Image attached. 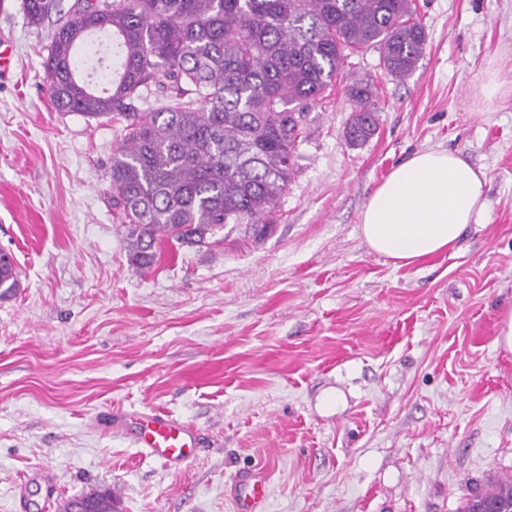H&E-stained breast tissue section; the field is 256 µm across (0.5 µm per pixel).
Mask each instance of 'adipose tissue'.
Instances as JSON below:
<instances>
[{"label": "adipose tissue", "instance_id": "adipose-tissue-1", "mask_svg": "<svg viewBox=\"0 0 512 512\" xmlns=\"http://www.w3.org/2000/svg\"><path fill=\"white\" fill-rule=\"evenodd\" d=\"M486 175L460 154L429 149L396 166L361 212L369 248L408 265L453 248L487 217Z\"/></svg>", "mask_w": 512, "mask_h": 512}]
</instances>
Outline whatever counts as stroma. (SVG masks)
<instances>
[{"label": "stroma", "mask_w": 512, "mask_h": 512, "mask_svg": "<svg viewBox=\"0 0 512 512\" xmlns=\"http://www.w3.org/2000/svg\"><path fill=\"white\" fill-rule=\"evenodd\" d=\"M0 0V512H59L111 489L118 512H236L261 472L265 512H459L512 479V91L475 92L488 61L512 80V0H416L427 34L408 77L378 48L344 71L375 86L376 134L350 146L333 87L298 149L272 231L229 224L210 248L129 257L110 169L123 124L55 111L41 81L51 24ZM485 171L489 220L409 265L373 252L364 204L417 152ZM195 428L167 467L127 413ZM18 273L14 265L12 256L0 257V297H6L11 294L14 288L18 286Z\"/></svg>", "instance_id": "1"}]
</instances>
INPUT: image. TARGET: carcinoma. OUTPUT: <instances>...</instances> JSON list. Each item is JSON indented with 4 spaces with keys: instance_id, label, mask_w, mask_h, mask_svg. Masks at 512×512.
Instances as JSON below:
<instances>
[{
    "instance_id": "carcinoma-1",
    "label": "carcinoma",
    "mask_w": 512,
    "mask_h": 512,
    "mask_svg": "<svg viewBox=\"0 0 512 512\" xmlns=\"http://www.w3.org/2000/svg\"><path fill=\"white\" fill-rule=\"evenodd\" d=\"M28 23L53 21L42 80L58 112L123 120L112 156L113 203L132 261L150 268L162 238L204 246L226 224L256 236L275 222L297 149L324 93L347 81V141L377 130L373 84L348 79L347 57L372 46L394 77L417 67L426 35L414 0H22ZM112 39V71L95 89L79 75L77 49ZM157 94L156 107L137 103ZM18 286L0 257V297ZM512 512V481L468 499Z\"/></svg>"
}]
</instances>
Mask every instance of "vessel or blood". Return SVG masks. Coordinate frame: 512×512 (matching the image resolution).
<instances>
[{
  "mask_svg": "<svg viewBox=\"0 0 512 512\" xmlns=\"http://www.w3.org/2000/svg\"><path fill=\"white\" fill-rule=\"evenodd\" d=\"M128 419L138 426L134 436L136 444L165 466L188 461L198 449L196 432L171 416L135 412L129 414ZM239 486L243 493L237 498L238 512H261L266 501L264 476L240 478Z\"/></svg>",
  "mask_w": 512,
  "mask_h": 512,
  "instance_id": "b4317fda",
  "label": "vessel or blood"
}]
</instances>
